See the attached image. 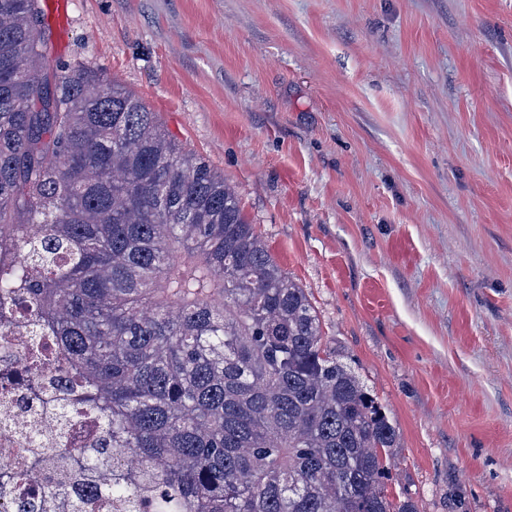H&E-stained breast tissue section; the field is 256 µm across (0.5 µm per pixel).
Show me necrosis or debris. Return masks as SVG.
I'll return each instance as SVG.
<instances>
[{
	"label": "necrosis or debris",
	"mask_w": 512,
	"mask_h": 512,
	"mask_svg": "<svg viewBox=\"0 0 512 512\" xmlns=\"http://www.w3.org/2000/svg\"><path fill=\"white\" fill-rule=\"evenodd\" d=\"M26 321H17L10 336H0V471H23L37 450L83 447L96 437L100 415L84 408L69 418H60L55 402L73 398L69 366L36 364V337ZM51 470L30 480L19 481L9 495L0 494V512H18L26 504L29 512H68L52 498L48 488Z\"/></svg>",
	"instance_id": "1"
}]
</instances>
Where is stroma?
<instances>
[{"mask_svg": "<svg viewBox=\"0 0 512 512\" xmlns=\"http://www.w3.org/2000/svg\"><path fill=\"white\" fill-rule=\"evenodd\" d=\"M47 65L234 189L398 430L418 512H512V0H72Z\"/></svg>", "mask_w": 512, "mask_h": 512, "instance_id": "35a3bbf8", "label": "stroma"}]
</instances>
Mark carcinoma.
<instances>
[{
  "mask_svg": "<svg viewBox=\"0 0 512 512\" xmlns=\"http://www.w3.org/2000/svg\"><path fill=\"white\" fill-rule=\"evenodd\" d=\"M42 13L0 0V325L29 316L73 361L83 398L61 416L105 411L84 452L53 455L52 491L121 512H417L386 490L396 426L224 176L101 74L43 72Z\"/></svg>",
  "mask_w": 512,
  "mask_h": 512,
  "instance_id": "cac0c4a2",
  "label": "carcinoma"
}]
</instances>
